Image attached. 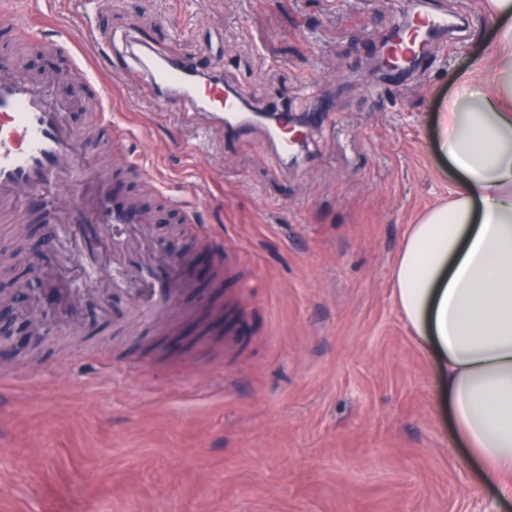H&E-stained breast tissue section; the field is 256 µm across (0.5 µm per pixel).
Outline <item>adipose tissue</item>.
<instances>
[{
    "instance_id": "1",
    "label": "adipose tissue",
    "mask_w": 512,
    "mask_h": 512,
    "mask_svg": "<svg viewBox=\"0 0 512 512\" xmlns=\"http://www.w3.org/2000/svg\"><path fill=\"white\" fill-rule=\"evenodd\" d=\"M491 50L453 78L439 149L459 182L411 225L397 301L432 342L454 439L481 482L512 499V0H489Z\"/></svg>"
}]
</instances>
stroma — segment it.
<instances>
[{"label":"stroma","mask_w":512,"mask_h":512,"mask_svg":"<svg viewBox=\"0 0 512 512\" xmlns=\"http://www.w3.org/2000/svg\"><path fill=\"white\" fill-rule=\"evenodd\" d=\"M432 2L448 38L415 71L382 62L409 0H99L108 60L81 51L82 0H40L24 35L0 26V70L78 62L73 123L111 110L163 172L180 206L154 205L147 232L175 241L189 283L173 318L117 324L101 273L88 316L24 289L15 261L41 238L70 249L66 225L28 208L0 227V512H512L455 444L391 278L410 225L458 183L436 146L452 77L492 47L486 0ZM138 42L223 69L262 111L315 109L302 172L157 110L122 76ZM81 165L144 198L104 153ZM186 215L223 232L227 271L173 231Z\"/></svg>","instance_id":"35a3bbf8"}]
</instances>
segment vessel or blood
Instances as JSON below:
<instances>
[{
  "instance_id": "b4317fda",
  "label": "vessel or blood",
  "mask_w": 512,
  "mask_h": 512,
  "mask_svg": "<svg viewBox=\"0 0 512 512\" xmlns=\"http://www.w3.org/2000/svg\"><path fill=\"white\" fill-rule=\"evenodd\" d=\"M422 30L409 37L407 45H394L392 52L406 66H414L434 34H447L448 19L432 15L421 24ZM127 75L147 81L158 109L169 111L193 105L187 113L190 122L206 130L217 126L225 137L236 139L261 135L265 149L283 164L297 162L307 141L289 134L287 115L256 111L222 75L198 70L187 62L155 56L148 46L132 48ZM62 72L36 77L0 70V221L19 222L22 194L40 193L46 208L59 210L72 204L69 188L82 183L87 173L79 160L90 140L69 119L68 105L57 88L65 80ZM84 223L73 226L79 239L82 267L97 263L93 247L104 231H111L112 293L127 297L126 307L113 310L117 320L130 315L162 316L170 310L185 282L179 265L163 257L146 261L136 231L153 220L140 205L97 197L83 207Z\"/></svg>"
}]
</instances>
